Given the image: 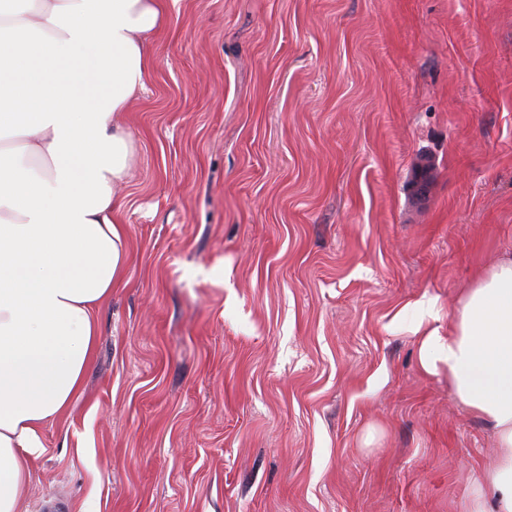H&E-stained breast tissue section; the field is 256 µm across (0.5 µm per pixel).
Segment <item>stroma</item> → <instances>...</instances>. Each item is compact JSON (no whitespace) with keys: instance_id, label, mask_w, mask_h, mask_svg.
I'll list each match as a JSON object with an SVG mask.
<instances>
[{"instance_id":"obj_1","label":"stroma","mask_w":512,"mask_h":512,"mask_svg":"<svg viewBox=\"0 0 512 512\" xmlns=\"http://www.w3.org/2000/svg\"><path fill=\"white\" fill-rule=\"evenodd\" d=\"M125 286L24 512H464L489 424L421 363L512 254V0H169Z\"/></svg>"}]
</instances>
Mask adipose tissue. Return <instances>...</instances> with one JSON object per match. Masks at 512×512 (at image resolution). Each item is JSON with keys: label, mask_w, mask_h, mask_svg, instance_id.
Returning <instances> with one entry per match:
<instances>
[{"label": "adipose tissue", "mask_w": 512, "mask_h": 512, "mask_svg": "<svg viewBox=\"0 0 512 512\" xmlns=\"http://www.w3.org/2000/svg\"><path fill=\"white\" fill-rule=\"evenodd\" d=\"M165 0H0V512H21L39 431L82 387L128 253L118 191ZM422 364L497 440L465 512H512V256L461 296Z\"/></svg>", "instance_id": "obj_1"}]
</instances>
